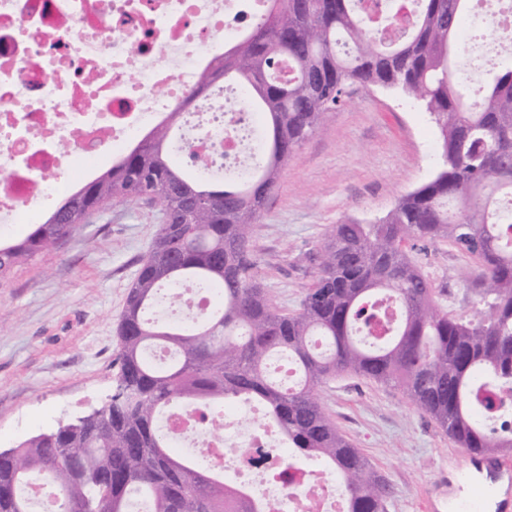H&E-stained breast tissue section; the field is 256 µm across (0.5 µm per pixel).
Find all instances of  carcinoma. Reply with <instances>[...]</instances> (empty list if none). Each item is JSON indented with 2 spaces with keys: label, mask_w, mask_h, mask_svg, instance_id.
<instances>
[{
  "label": "carcinoma",
  "mask_w": 512,
  "mask_h": 512,
  "mask_svg": "<svg viewBox=\"0 0 512 512\" xmlns=\"http://www.w3.org/2000/svg\"><path fill=\"white\" fill-rule=\"evenodd\" d=\"M468 0H414L394 43L374 33L359 0H269L245 37L212 57L193 93L134 147L112 160L24 236L0 241V279L81 230L114 203L149 200L169 209L141 260L120 317L119 371L99 417L41 433L0 454V512H34L28 485L57 490V512H263L224 473L173 449L162 412L220 414L258 402L288 457L318 460L337 474L346 512H386L387 480L337 428L318 388L347 374L390 386L430 416L459 447L512 451V67L462 87L451 68ZM254 92L264 119L263 155L243 179L214 184L171 158L175 125L218 81ZM421 102L441 137V162L378 224L334 227L320 271L294 312L280 310L258 281L251 231L280 171L354 84ZM445 240L474 257L469 282L481 308L464 318L442 309L410 242ZM167 263L159 267L153 255ZM188 285L215 296L204 319L148 316ZM168 351L166 364L154 360ZM291 365V387L271 374Z\"/></svg>",
  "instance_id": "1"
}]
</instances>
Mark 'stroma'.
I'll return each instance as SVG.
<instances>
[{
    "label": "stroma",
    "mask_w": 512,
    "mask_h": 512,
    "mask_svg": "<svg viewBox=\"0 0 512 512\" xmlns=\"http://www.w3.org/2000/svg\"><path fill=\"white\" fill-rule=\"evenodd\" d=\"M439 154L423 107L352 85L282 170L254 227L258 278L272 303L296 310L333 226L385 217L432 178ZM161 222L159 208L143 201L112 206L0 280V450L108 402L117 324ZM413 254L440 306L471 317L478 299L463 276L475 259L445 241L416 244ZM318 397L390 484L387 512H456L469 498L463 476L478 475L479 462L399 391L342 375Z\"/></svg>",
    "instance_id": "obj_1"
}]
</instances>
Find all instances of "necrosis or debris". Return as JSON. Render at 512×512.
I'll return each instance as SVG.
<instances>
[{"label": "necrosis or debris", "mask_w": 512, "mask_h": 512, "mask_svg": "<svg viewBox=\"0 0 512 512\" xmlns=\"http://www.w3.org/2000/svg\"><path fill=\"white\" fill-rule=\"evenodd\" d=\"M267 0H0V223H20L68 192L71 161L119 155L194 88L209 59L244 36ZM512 37V0H470L465 26ZM220 88L180 129L196 173H247L253 127ZM177 447L194 448L266 512H344L321 468L280 476L288 451L269 426L242 431L236 408L203 421L183 410Z\"/></svg>", "instance_id": "necrosis-or-debris-1"}]
</instances>
